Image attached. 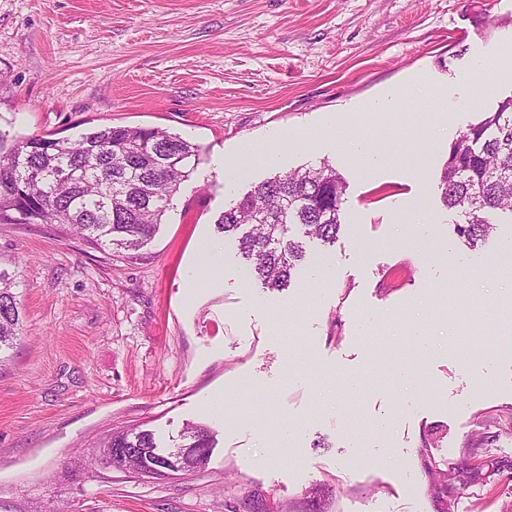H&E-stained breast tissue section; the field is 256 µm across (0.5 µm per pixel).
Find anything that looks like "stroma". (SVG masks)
Returning a JSON list of instances; mask_svg holds the SVG:
<instances>
[{
	"instance_id": "35a3bbf8",
	"label": "stroma",
	"mask_w": 512,
	"mask_h": 512,
	"mask_svg": "<svg viewBox=\"0 0 512 512\" xmlns=\"http://www.w3.org/2000/svg\"><path fill=\"white\" fill-rule=\"evenodd\" d=\"M506 44L512 0H0V128L157 127L203 149L134 256L0 223L23 312L0 366V512H232L246 492L309 512L315 488L321 512H507L512 263L486 259L512 246V221L460 248L436 189L449 144L512 95L506 79L460 108L459 77ZM418 80L449 92L447 111H362ZM357 140L390 160L358 169ZM220 159L240 172L233 189ZM323 160L348 182L334 245L307 242L280 291L248 278L229 242L209 268L225 207ZM244 385L249 414L210 408ZM192 423L217 434L193 474L149 481L95 460L117 427L170 448ZM430 461L477 474L444 492Z\"/></svg>"
}]
</instances>
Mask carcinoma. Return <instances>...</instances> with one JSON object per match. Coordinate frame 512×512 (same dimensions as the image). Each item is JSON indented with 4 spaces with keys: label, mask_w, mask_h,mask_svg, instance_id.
<instances>
[{
    "label": "carcinoma",
    "mask_w": 512,
    "mask_h": 512,
    "mask_svg": "<svg viewBox=\"0 0 512 512\" xmlns=\"http://www.w3.org/2000/svg\"><path fill=\"white\" fill-rule=\"evenodd\" d=\"M202 162L201 146L159 128L105 126L77 139L9 137L0 132V221L45 224L115 251L135 252L155 237L180 186ZM438 189L458 217L460 246L474 250L493 232V213L512 216V96L467 126L448 146ZM346 181L323 161L269 177L224 209L215 224L236 244L252 275L266 288H287L307 257L292 234L333 244L345 224ZM15 275L0 268V364L22 326ZM185 447L207 464L215 438L189 424ZM101 448H142L160 455L155 434L119 430ZM240 512H273L252 493Z\"/></svg>",
    "instance_id": "cac0c4a2"
}]
</instances>
